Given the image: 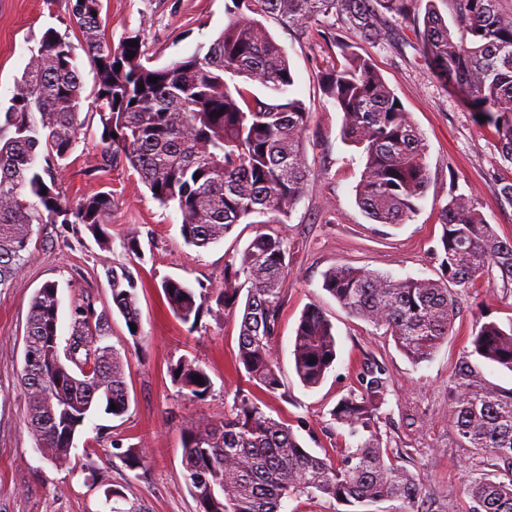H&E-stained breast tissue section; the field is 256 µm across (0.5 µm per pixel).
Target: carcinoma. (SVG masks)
I'll use <instances>...</instances> for the list:
<instances>
[{"instance_id":"carcinoma-1","label":"carcinoma","mask_w":512,"mask_h":512,"mask_svg":"<svg viewBox=\"0 0 512 512\" xmlns=\"http://www.w3.org/2000/svg\"><path fill=\"white\" fill-rule=\"evenodd\" d=\"M414 2L231 0L225 7L229 21L205 54L153 67L142 62L141 47L128 45L139 36L117 45L104 37L101 0H68L95 71L92 97L104 163L124 157L154 199L178 208L181 235L198 248L218 242L253 214L268 217V224L285 223L315 175L304 149L309 112L292 96L287 55L261 18L302 30L321 16H336L364 40L378 42L386 34L382 9L413 17L430 74L486 117L503 159L512 163V10L502 9L500 0H449L448 24L435 12L414 18ZM336 46L343 61L321 75V84L343 114L345 138L365 157L357 202L379 224H403L429 181L424 137L403 105H395L398 98L374 64L339 38ZM237 77L262 87L265 95L238 86ZM83 93L74 47L56 29H46L9 105L0 108V288L22 270L33 225L82 224L97 235L111 222L112 196L98 193L71 205L60 187L63 161L81 129ZM440 224L441 280L394 279L345 266L323 277L322 287L342 308L385 329L415 365L448 338L457 295L494 267L502 280L512 281V242L498 237L473 196H451ZM287 254L281 234H257L225 265L224 286L215 297L218 306L231 310L239 280L250 284L237 361L248 381L270 394L281 386L269 353L284 302ZM108 278L113 304L126 324L139 326L133 274L112 269ZM162 289L177 318L196 324L203 303L193 289L171 280ZM59 307V285L45 282L32 297L27 322L25 346L33 353L58 348ZM105 324L91 304L76 308L68 355H55L53 367L43 371L23 367L29 430L57 463L71 459L73 440L92 410L119 416L127 409L123 364L109 347L97 345ZM471 345L481 358L512 371V322L481 323ZM292 355L308 388L319 386L333 367L336 336L320 308L301 313ZM171 377L194 397L209 388L206 374L192 362L176 364ZM389 386V374L377 365L361 378L359 392L333 408V420L355 439L336 462L303 448L288 423L268 415L254 395L240 394L224 421L184 437L189 487L200 512H281L283 500L304 496L333 500L343 512L382 500L402 501L412 512L420 482L382 447L376 429ZM450 393L458 435L488 466L467 479L471 512H512V389L464 378Z\"/></svg>"}]
</instances>
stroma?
<instances>
[{"instance_id":"stroma-1","label":"stroma","mask_w":512,"mask_h":512,"mask_svg":"<svg viewBox=\"0 0 512 512\" xmlns=\"http://www.w3.org/2000/svg\"><path fill=\"white\" fill-rule=\"evenodd\" d=\"M227 3L102 0L104 34L115 43L138 35L150 65L165 66L208 48L228 21ZM382 22L387 34L377 43L345 27L338 35L372 60L425 138L428 188L403 224L375 223L356 203L364 158L345 139L343 115L321 85L322 72L339 56L324 23L300 31L272 18L264 21L288 57L292 92L310 113L304 137L316 175L281 227L288 273L271 356L282 386L262 400L267 414L291 424L305 448L334 460L351 439L332 419V408L358 389L371 367L383 366L392 386L377 429L384 446L407 452L404 464L422 487L420 512H467L464 484L478 458L462 446L448 388L469 367L483 383L512 389V371L474 355L471 345L478 322L512 320V282H504L494 269L460 295L447 340L417 365L392 337L348 313L322 287L324 273L336 265L397 279H441L439 215L454 193L473 195L497 235L512 242V205L498 194L500 183L512 182V164L503 161L494 128L482 125L451 86L429 76L408 20L386 12ZM50 27L75 44L84 87L92 89L95 73L79 46L67 0H0L1 106L8 105L31 47ZM79 119L83 128L66 161L61 188L72 202L111 193L112 221L103 239L80 224L72 230L34 225L26 264L0 290V512H198L184 465L183 437L191 427L222 421L238 393L249 387L236 364L241 312L210 309L196 325L183 324L161 284L178 281L214 301L224 284L225 264L260 226L242 222L205 249L186 244L175 206L155 200L125 159L104 164L92 101H83ZM132 237L140 243L136 255L126 247ZM121 267L137 282L140 331L135 338L112 303L106 275ZM48 281L60 286V351L69 348L74 308L92 304L107 319L100 343L120 356L128 395L124 414L100 410L86 418L71 459L63 465L38 448L27 427L21 380L31 299ZM309 305L322 309L337 340L336 361L313 389L298 379L291 354L299 317ZM184 360L199 365L209 378L201 397H187L170 376L171 368ZM133 454L141 458L140 466H131Z\"/></svg>"}]
</instances>
